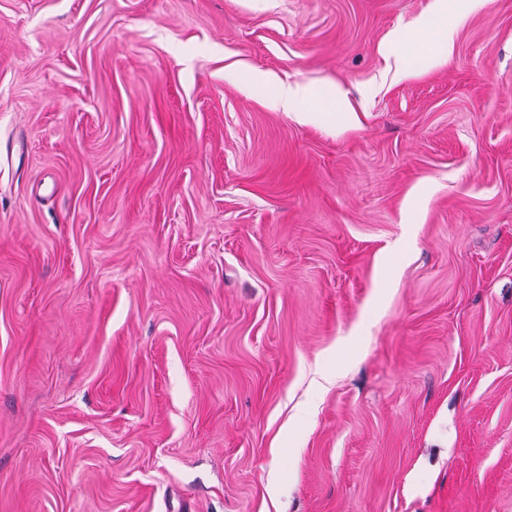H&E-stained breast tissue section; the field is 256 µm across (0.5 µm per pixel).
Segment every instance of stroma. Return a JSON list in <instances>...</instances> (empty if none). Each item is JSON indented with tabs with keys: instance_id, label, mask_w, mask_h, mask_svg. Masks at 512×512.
Segmentation results:
<instances>
[{
	"instance_id": "1",
	"label": "stroma",
	"mask_w": 512,
	"mask_h": 512,
	"mask_svg": "<svg viewBox=\"0 0 512 512\" xmlns=\"http://www.w3.org/2000/svg\"><path fill=\"white\" fill-rule=\"evenodd\" d=\"M0 512H512V0H0ZM249 83L253 89L266 94L275 108L292 115L300 123L318 126L329 122L330 127H335L336 113L321 112L322 108L337 109L344 114L347 123L355 120V110L335 84L314 88L284 83L265 73L253 74Z\"/></svg>"
}]
</instances>
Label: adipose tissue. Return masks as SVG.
<instances>
[{
  "label": "adipose tissue",
  "instance_id": "adipose-tissue-1",
  "mask_svg": "<svg viewBox=\"0 0 512 512\" xmlns=\"http://www.w3.org/2000/svg\"><path fill=\"white\" fill-rule=\"evenodd\" d=\"M249 82L253 89L266 94L275 108L292 115L298 122L318 126L335 122L340 114L346 122L355 119L351 103L336 85L314 88L284 83L265 73L253 74Z\"/></svg>",
  "mask_w": 512,
  "mask_h": 512
}]
</instances>
